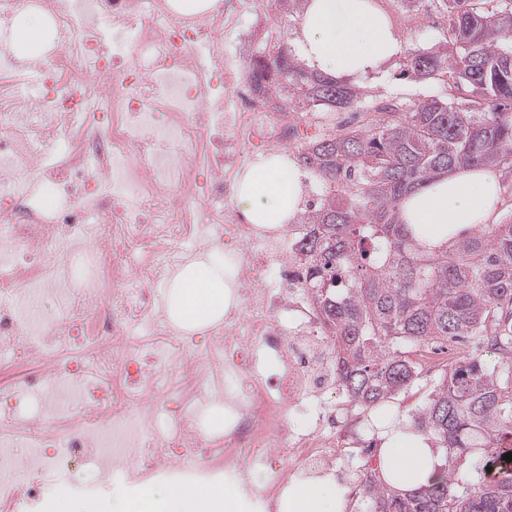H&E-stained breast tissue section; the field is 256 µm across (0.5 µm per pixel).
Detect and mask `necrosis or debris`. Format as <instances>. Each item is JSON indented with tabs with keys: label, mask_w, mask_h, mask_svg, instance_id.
<instances>
[{
	"label": "necrosis or debris",
	"mask_w": 512,
	"mask_h": 512,
	"mask_svg": "<svg viewBox=\"0 0 512 512\" xmlns=\"http://www.w3.org/2000/svg\"><path fill=\"white\" fill-rule=\"evenodd\" d=\"M239 6L0 0V512L227 483L268 512L348 445L358 413L336 403L307 227L233 207L240 165L295 133L224 68ZM22 12L49 31L27 60L11 49ZM201 259L224 265L234 302L189 332L165 291ZM308 403L311 426L292 428Z\"/></svg>",
	"instance_id": "4bbe7bcc"
}]
</instances>
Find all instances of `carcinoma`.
I'll return each mask as SVG.
<instances>
[{"label": "carcinoma", "mask_w": 512, "mask_h": 512, "mask_svg": "<svg viewBox=\"0 0 512 512\" xmlns=\"http://www.w3.org/2000/svg\"><path fill=\"white\" fill-rule=\"evenodd\" d=\"M453 53L415 49L402 74L447 78L448 97L388 103L366 125L300 137L296 159L322 188L300 217V252L336 352V381L373 410L412 389L414 357L483 337L495 363L474 353L443 370L410 427L430 438L441 480L397 488L382 468L359 476L369 512H512V214L448 247L425 251L400 220L407 192L458 166L512 172V0H446ZM247 76L275 109L345 110L358 93L298 61L289 46L250 56ZM502 464V475L462 481L455 461Z\"/></svg>", "instance_id": "carcinoma-1"}]
</instances>
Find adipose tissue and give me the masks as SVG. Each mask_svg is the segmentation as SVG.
Listing matches in <instances>:
<instances>
[{
	"label": "adipose tissue",
	"mask_w": 512,
	"mask_h": 512,
	"mask_svg": "<svg viewBox=\"0 0 512 512\" xmlns=\"http://www.w3.org/2000/svg\"><path fill=\"white\" fill-rule=\"evenodd\" d=\"M296 40L306 62L336 78L379 72L402 51L388 17L372 0H307ZM305 186L287 153L260 158L242 171L236 200L247 223L285 227L303 210ZM500 203L499 175L491 168H457L412 191L400 218L420 243L439 248L493 223ZM232 302L224 268L200 262L176 283L173 307L185 324L221 318ZM384 475L403 489L440 480L438 455L427 436L385 422ZM345 490L321 478L289 486L282 512H344ZM147 512H237L231 490H176Z\"/></svg>",
	"instance_id": "adipose-tissue-1"
}]
</instances>
